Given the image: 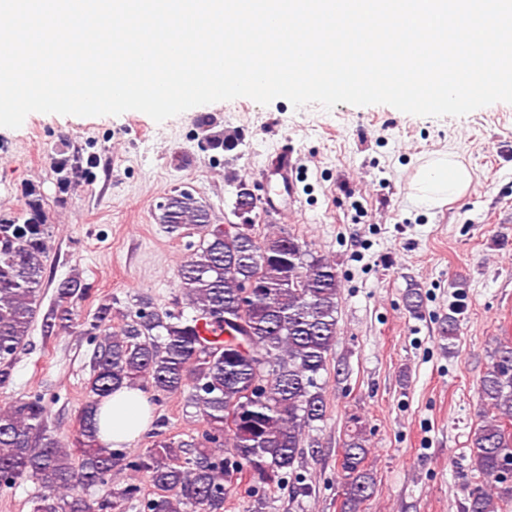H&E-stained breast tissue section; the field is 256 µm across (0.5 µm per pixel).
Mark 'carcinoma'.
Segmentation results:
<instances>
[{
    "label": "carcinoma",
    "mask_w": 512,
    "mask_h": 512,
    "mask_svg": "<svg viewBox=\"0 0 512 512\" xmlns=\"http://www.w3.org/2000/svg\"><path fill=\"white\" fill-rule=\"evenodd\" d=\"M209 149L230 151L237 136L210 131ZM79 154L59 158V188L80 185L86 173ZM257 202L246 184L236 185L233 213H252ZM158 223L171 232L200 236L177 270L181 303L191 309L161 310L148 297L121 311L112 301L78 320L77 301L89 284L75 272L53 282L46 275L52 225L43 196L28 185L22 207L0 215V389L10 386L17 354L29 345L44 289L55 285L53 305L42 317L48 338L74 325L90 338L87 401L81 429L69 443L47 427L49 401L42 394L14 398L0 408V493L28 480L36 491L32 512H126L141 488L129 483L102 499L73 493L112 481V471L143 476L156 497L141 512H224V500L242 475L278 487L296 470L306 432L324 420L322 373L338 335L342 283L336 263L314 253L285 228L263 237L252 224L228 230L212 223L209 207L187 190H174L157 205ZM121 317L113 331L112 319ZM459 332V308L441 322L442 337ZM140 388L154 400L188 392L204 428L187 440H160L129 456L100 443L98 405L121 388ZM483 424L470 437L481 476L465 512H497L512 497V478L502 476L512 456V344H498L478 385ZM367 442L359 420L342 451L341 512H365L377 491L365 469Z\"/></svg>",
    "instance_id": "obj_1"
}]
</instances>
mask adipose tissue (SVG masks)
<instances>
[{"instance_id":"adipose-tissue-1","label":"adipose tissue","mask_w":512,"mask_h":512,"mask_svg":"<svg viewBox=\"0 0 512 512\" xmlns=\"http://www.w3.org/2000/svg\"><path fill=\"white\" fill-rule=\"evenodd\" d=\"M471 183L467 167L450 153H440L421 164L410 181L417 203L442 205L459 198ZM152 419L147 392L122 388L105 398L99 415L98 437L113 448L128 447L148 430Z\"/></svg>"}]
</instances>
